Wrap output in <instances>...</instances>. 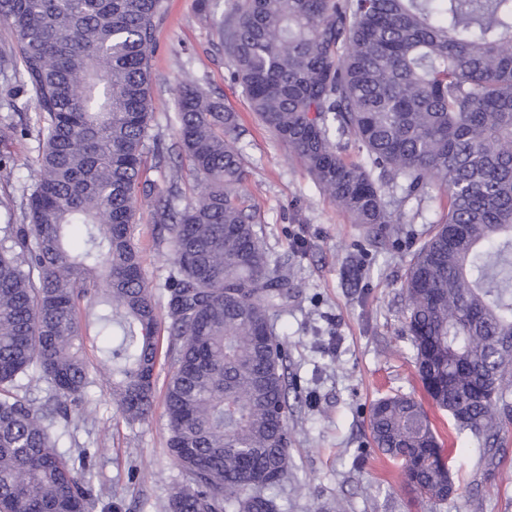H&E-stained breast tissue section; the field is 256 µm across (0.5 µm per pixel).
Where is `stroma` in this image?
Returning <instances> with one entry per match:
<instances>
[{
	"instance_id": "1",
	"label": "stroma",
	"mask_w": 512,
	"mask_h": 512,
	"mask_svg": "<svg viewBox=\"0 0 512 512\" xmlns=\"http://www.w3.org/2000/svg\"><path fill=\"white\" fill-rule=\"evenodd\" d=\"M152 58V132L166 159L147 161L158 185L177 179L182 201L192 204L203 188L182 155L172 122L179 85L194 81L220 93L239 119L248 177L242 185L261 215L273 255L297 260L294 295L275 316L277 333L288 343V426L295 463L277 492L280 512H512V481L488 478L485 461L469 433L458 438L451 469L454 493L429 503L408 488L399 467L373 445L369 414L376 399L394 392L425 399L404 331L402 285L412 252L426 239L446 203L431 190L423 201L396 208L402 228L398 249L369 244L334 200L313 182L306 168L251 111L231 77L212 21L195 0H168L156 21ZM12 168L0 169V197L18 196L37 168L36 132L7 146ZM135 237L143 251L146 278L161 282L169 243L150 221L147 202L137 204ZM62 447L71 441L96 448L95 482L105 487L93 512H156L181 472L170 457L167 418L156 405L149 422L127 424L107 385L93 387L85 412L58 422Z\"/></svg>"
}]
</instances>
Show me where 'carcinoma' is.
I'll use <instances>...</instances> for the list:
<instances>
[{
  "mask_svg": "<svg viewBox=\"0 0 512 512\" xmlns=\"http://www.w3.org/2000/svg\"><path fill=\"white\" fill-rule=\"evenodd\" d=\"M165 10L0 0L15 38L0 78L35 102L42 142L21 219L0 199V512H91L104 494L88 449L62 450L53 432L102 377L83 351L89 306L113 402L131 425L153 415L162 354L133 232L141 198L170 245L165 412L182 480L161 512H279L274 490L294 468L287 350L272 323L294 266L269 252L239 192L241 132L220 94L186 83L177 100L197 202L179 205L175 178L164 190L143 178L146 151L164 159L150 58ZM219 32L251 110L369 241L394 223L389 203L446 193L406 269L405 323L425 392L496 477L512 440V0H225ZM16 99H0V141L29 133ZM350 143L355 160L342 156ZM34 381L48 384L41 403ZM369 429L413 491L448 499L451 450L419 400L378 399Z\"/></svg>",
  "mask_w": 512,
  "mask_h": 512,
  "instance_id": "cac0c4a2",
  "label": "carcinoma"
}]
</instances>
